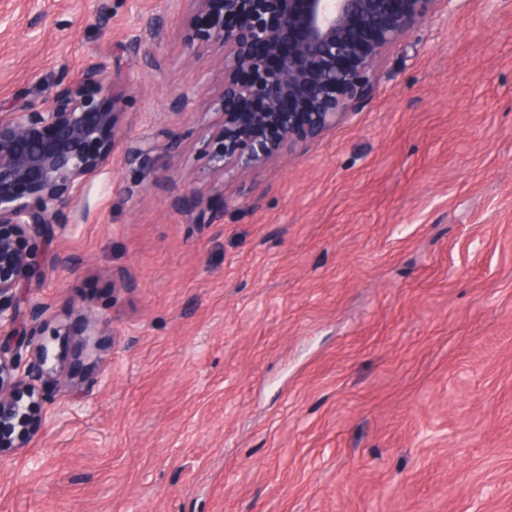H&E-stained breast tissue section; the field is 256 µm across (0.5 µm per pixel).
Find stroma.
<instances>
[{
  "mask_svg": "<svg viewBox=\"0 0 512 512\" xmlns=\"http://www.w3.org/2000/svg\"><path fill=\"white\" fill-rule=\"evenodd\" d=\"M199 23L0 0V108L105 59L126 135L177 143L116 149L23 286L51 375L0 512H512V0L435 7L336 127L228 178Z\"/></svg>",
  "mask_w": 512,
  "mask_h": 512,
  "instance_id": "obj_1",
  "label": "stroma"
}]
</instances>
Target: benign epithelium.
<instances>
[{
	"label": "benign epithelium",
	"mask_w": 512,
	"mask_h": 512,
	"mask_svg": "<svg viewBox=\"0 0 512 512\" xmlns=\"http://www.w3.org/2000/svg\"><path fill=\"white\" fill-rule=\"evenodd\" d=\"M205 23L200 44L223 54L220 130L208 143L212 168L256 169L315 140L363 96L383 51L441 0H192ZM123 78L105 63L58 82L36 108L0 109V454L15 448L16 425L35 393L47 355L27 349L48 309L20 310L21 285L40 271V244L87 179L126 135L119 123ZM112 98V108L102 100ZM173 144L136 142L137 158Z\"/></svg>",
	"instance_id": "1"
}]
</instances>
